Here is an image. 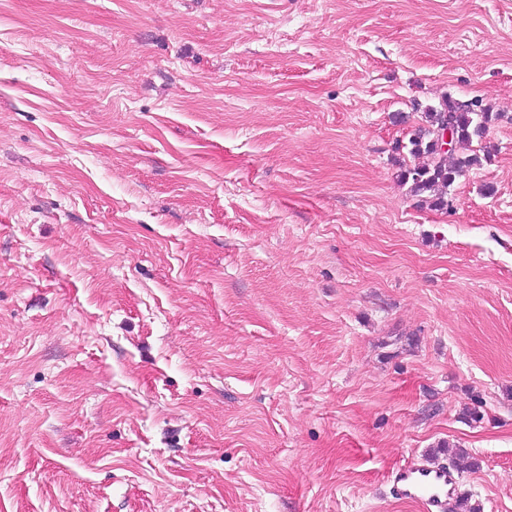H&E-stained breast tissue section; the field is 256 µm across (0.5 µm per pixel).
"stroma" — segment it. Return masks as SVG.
<instances>
[{"label": "stroma", "mask_w": 512, "mask_h": 512, "mask_svg": "<svg viewBox=\"0 0 512 512\" xmlns=\"http://www.w3.org/2000/svg\"><path fill=\"white\" fill-rule=\"evenodd\" d=\"M445 95L498 118L433 210ZM411 462L512 512V0H0V512H420ZM425 124L412 129L407 143L398 142L397 151L407 149L414 158H422V163L405 165L398 174L403 185H408L409 192L420 197L428 206L443 210L450 202L448 192L454 183L467 171L481 164L480 151L488 125L497 116L479 99L461 101L451 96L442 98L437 106L426 107ZM448 123L453 134L452 147L448 150L451 132L440 131L442 152L435 140L437 130ZM474 142L480 147L474 149Z\"/></svg>", "instance_id": "obj_1"}]
</instances>
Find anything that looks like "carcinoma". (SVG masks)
Instances as JSON below:
<instances>
[{
  "mask_svg": "<svg viewBox=\"0 0 512 512\" xmlns=\"http://www.w3.org/2000/svg\"><path fill=\"white\" fill-rule=\"evenodd\" d=\"M496 113L482 101H461L451 96L424 112L425 123L412 129L407 142L397 143L396 150H407L420 163L401 167L398 174L409 192L428 206L443 210L450 206L448 191L467 171L481 164L474 143L483 141L488 125ZM448 125L452 130V147L443 152L435 140L437 130Z\"/></svg>",
  "mask_w": 512,
  "mask_h": 512,
  "instance_id": "obj_1",
  "label": "carcinoma"
}]
</instances>
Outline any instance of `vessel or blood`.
I'll use <instances>...</instances> for the list:
<instances>
[{"label": "vessel or blood", "mask_w": 512, "mask_h": 512, "mask_svg": "<svg viewBox=\"0 0 512 512\" xmlns=\"http://www.w3.org/2000/svg\"><path fill=\"white\" fill-rule=\"evenodd\" d=\"M458 484V473L442 465L411 463L400 468L393 479L395 496L419 503L423 512H448V501Z\"/></svg>", "instance_id": "b4317fda"}]
</instances>
